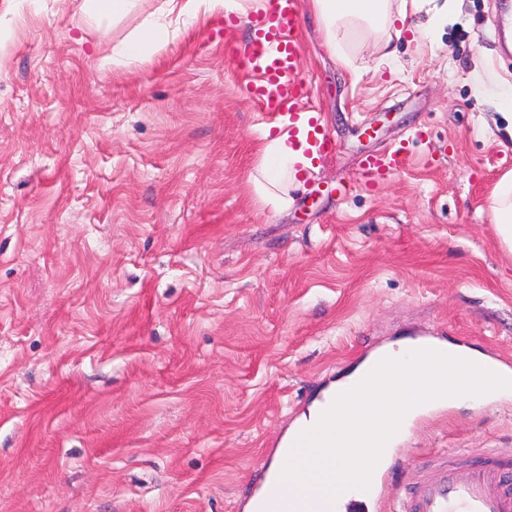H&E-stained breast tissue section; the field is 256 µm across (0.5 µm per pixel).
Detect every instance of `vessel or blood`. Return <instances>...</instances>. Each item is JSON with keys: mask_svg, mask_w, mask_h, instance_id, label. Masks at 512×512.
I'll return each mask as SVG.
<instances>
[{"mask_svg": "<svg viewBox=\"0 0 512 512\" xmlns=\"http://www.w3.org/2000/svg\"><path fill=\"white\" fill-rule=\"evenodd\" d=\"M261 32L251 50L237 57L238 66L253 73L248 94L264 117L273 120L293 111L298 100L308 98L306 84L297 77L300 44L295 37L298 0H268ZM251 512H298L296 503L281 507L279 473H266ZM403 512H512V484L485 457L468 465L448 460L424 463L418 479L404 492Z\"/></svg>", "mask_w": 512, "mask_h": 512, "instance_id": "obj_1", "label": "vessel or blood"}]
</instances>
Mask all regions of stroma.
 I'll return each instance as SVG.
<instances>
[{"instance_id":"obj_1","label":"stroma","mask_w":512,"mask_h":512,"mask_svg":"<svg viewBox=\"0 0 512 512\" xmlns=\"http://www.w3.org/2000/svg\"><path fill=\"white\" fill-rule=\"evenodd\" d=\"M298 73L335 152L288 209L252 189L266 125L232 50L250 23L115 25L81 0H0V512H243L276 445L359 361L435 339L512 369V258L489 211L512 141L504 9L326 47L299 0ZM402 147L406 168L364 174ZM492 456L512 476V395L417 417L392 453L398 512L421 462ZM167 37V27L160 17L144 20L141 30L120 42L112 52V64L142 60Z\"/></svg>"}]
</instances>
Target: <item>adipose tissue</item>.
I'll return each instance as SVG.
<instances>
[{"label": "adipose tissue", "instance_id": "adipose-tissue-1", "mask_svg": "<svg viewBox=\"0 0 512 512\" xmlns=\"http://www.w3.org/2000/svg\"><path fill=\"white\" fill-rule=\"evenodd\" d=\"M266 6L267 0H165L164 12L178 14L187 22L219 12L246 19L265 11ZM312 9L324 30L328 49L338 55L343 43L354 38L390 32L402 35L408 16L421 11L422 0H399L395 8L390 0H312ZM166 37L162 17L145 19L140 31L114 48L112 60L126 64L140 61ZM309 118V113H300L296 122L281 124L277 134L263 136L259 176L252 185L255 194L273 208L289 207V188L299 187L301 174L313 167L315 156L308 143ZM490 208L496 235L512 254V171L506 172L494 188Z\"/></svg>", "mask_w": 512, "mask_h": 512}]
</instances>
